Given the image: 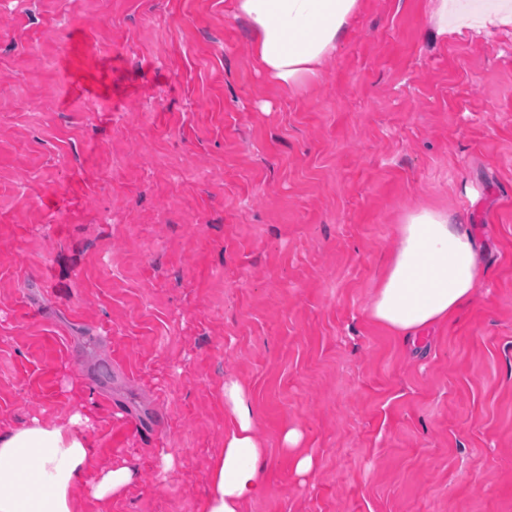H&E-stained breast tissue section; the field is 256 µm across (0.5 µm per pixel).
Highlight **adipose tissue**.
Instances as JSON below:
<instances>
[{
  "mask_svg": "<svg viewBox=\"0 0 512 512\" xmlns=\"http://www.w3.org/2000/svg\"><path fill=\"white\" fill-rule=\"evenodd\" d=\"M359 0H233L252 32L255 67L281 92L297 90L335 53ZM434 27L445 36L488 24L512 26V0H436ZM480 279L469 229L446 212L423 209L399 228L398 244L370 308L371 318L394 335L417 339L447 323L471 298ZM231 419L224 446L210 464L201 512H244L265 489L267 450L254 428L251 402L236 381L224 385ZM91 413L73 414L63 425L31 419L0 430V512H80L74 494L93 453L86 428Z\"/></svg>",
  "mask_w": 512,
  "mask_h": 512,
  "instance_id": "ef3b65f1",
  "label": "adipose tissue"
}]
</instances>
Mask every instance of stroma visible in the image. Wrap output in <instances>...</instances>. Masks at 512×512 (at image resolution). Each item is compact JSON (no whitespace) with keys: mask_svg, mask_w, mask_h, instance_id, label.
I'll list each match as a JSON object with an SVG mask.
<instances>
[{"mask_svg":"<svg viewBox=\"0 0 512 512\" xmlns=\"http://www.w3.org/2000/svg\"><path fill=\"white\" fill-rule=\"evenodd\" d=\"M432 10L362 0L286 95L231 0H0V428L93 412L86 479L138 477L84 512H199L230 380L246 512H512V28ZM424 208L481 278L410 344L369 310ZM302 436L297 430H288L283 437V449L291 457L298 475H306L313 470L314 459L301 447ZM136 472L126 462H118L106 469L99 480L92 484L90 494L97 500L108 501L122 494L134 481Z\"/></svg>","mask_w":512,"mask_h":512,"instance_id":"1","label":"stroma"}]
</instances>
